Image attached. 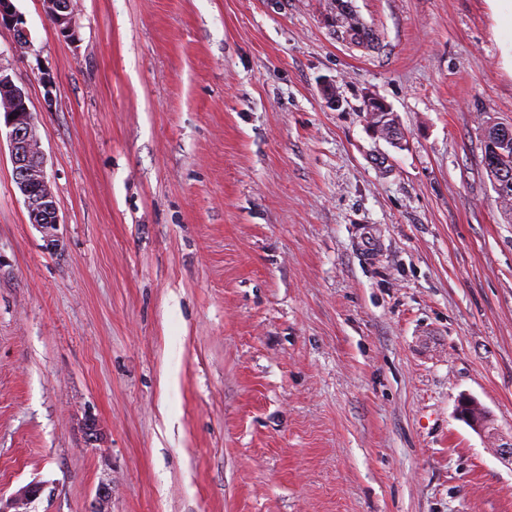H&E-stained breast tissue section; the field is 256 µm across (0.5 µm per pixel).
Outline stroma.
<instances>
[{"label":"stroma","mask_w":512,"mask_h":512,"mask_svg":"<svg viewBox=\"0 0 512 512\" xmlns=\"http://www.w3.org/2000/svg\"><path fill=\"white\" fill-rule=\"evenodd\" d=\"M76 2V40L42 0H14L30 51L0 28L63 243L1 144L0 499L512 512V220L482 165L512 74L487 0H353L371 52L326 0ZM368 94L404 147L368 131ZM324 11L331 15V28L338 40L367 50L379 48V32L360 18L352 0H329Z\"/></svg>","instance_id":"35a3bbf8"}]
</instances>
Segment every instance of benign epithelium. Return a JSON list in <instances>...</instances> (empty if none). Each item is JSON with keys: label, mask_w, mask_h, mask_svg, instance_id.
I'll list each match as a JSON object with an SVG mask.
<instances>
[{"label": "benign epithelium", "mask_w": 512, "mask_h": 512, "mask_svg": "<svg viewBox=\"0 0 512 512\" xmlns=\"http://www.w3.org/2000/svg\"><path fill=\"white\" fill-rule=\"evenodd\" d=\"M49 20L60 34L73 41L77 37L73 0H43ZM14 32V50L31 48L29 33L24 19L17 11L14 0H0V27ZM26 101V92L17 86L7 68L0 63V119L6 133L10 159L15 173V185L24 198L30 223L42 234L46 248L60 249L57 233L60 217L56 198L45 172L44 153L37 134L34 114L28 109L20 112L17 106ZM40 494V487L30 484L22 488L14 498V512L29 505ZM90 512H112V489L101 485L96 493Z\"/></svg>", "instance_id": "1"}]
</instances>
